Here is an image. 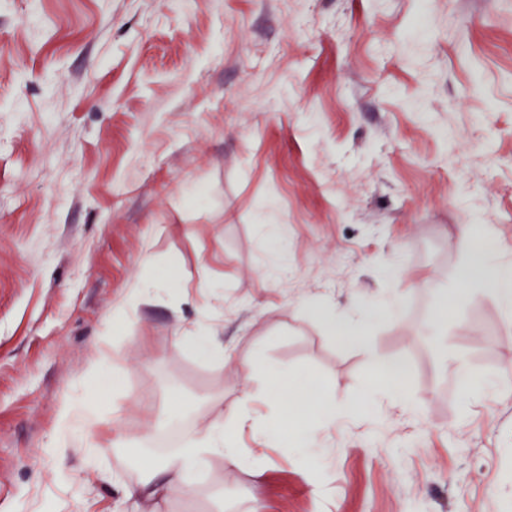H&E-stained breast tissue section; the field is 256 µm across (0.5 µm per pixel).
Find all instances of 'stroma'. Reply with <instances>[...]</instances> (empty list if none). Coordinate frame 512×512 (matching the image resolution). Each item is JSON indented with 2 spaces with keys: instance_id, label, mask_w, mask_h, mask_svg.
Wrapping results in <instances>:
<instances>
[{
  "instance_id": "stroma-1",
  "label": "stroma",
  "mask_w": 512,
  "mask_h": 512,
  "mask_svg": "<svg viewBox=\"0 0 512 512\" xmlns=\"http://www.w3.org/2000/svg\"><path fill=\"white\" fill-rule=\"evenodd\" d=\"M469 223L512 259V0H0V512H512ZM392 295L361 346L302 305ZM380 357L417 416L363 403ZM279 368L357 413L260 436ZM247 387L245 463L127 499ZM65 400L92 433L44 455Z\"/></svg>"
}]
</instances>
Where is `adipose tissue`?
Segmentation results:
<instances>
[{
    "mask_svg": "<svg viewBox=\"0 0 512 512\" xmlns=\"http://www.w3.org/2000/svg\"><path fill=\"white\" fill-rule=\"evenodd\" d=\"M462 247L465 262L460 276L466 285L465 296L472 297L491 293L498 298L506 312H512V262L502 260L500 249L494 237L474 236L470 227L462 229ZM399 300L390 298L380 301L369 308L354 309L348 312H324L323 317L332 335L349 345L364 344L370 323L378 316L390 321H398ZM268 397L276 403H284V416L292 420L299 428L309 429L315 423L332 427L336 423V404L324 396L313 398L300 394L293 398H283L275 390ZM245 402H238L230 408L227 416L216 417L208 433L193 447L181 449L164 459L160 469L165 475L163 482L145 481L132 488L135 497L153 499L156 495L175 492L188 497L193 493L191 477L210 457L219 455L232 464L243 460L240 448L234 437V428L240 427L245 420Z\"/></svg>",
    "mask_w": 512,
    "mask_h": 512,
    "instance_id": "1",
    "label": "adipose tissue"
}]
</instances>
